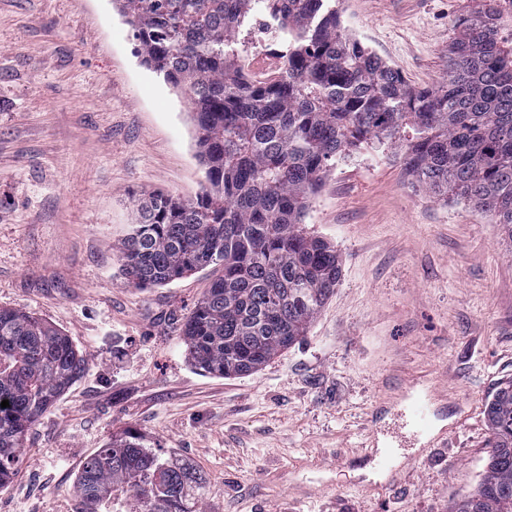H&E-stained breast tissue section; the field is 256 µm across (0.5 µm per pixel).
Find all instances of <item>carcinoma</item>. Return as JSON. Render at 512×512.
<instances>
[{"label":"carcinoma","instance_id":"cac0c4a2","mask_svg":"<svg viewBox=\"0 0 512 512\" xmlns=\"http://www.w3.org/2000/svg\"><path fill=\"white\" fill-rule=\"evenodd\" d=\"M143 64L188 101L205 184L193 200H138L121 271L164 286L210 266L180 328L188 362L224 378L253 372L306 335L340 279L336 247L306 231L320 183L363 144L398 145L405 173L438 199L465 201L512 238V37L499 0L460 15L448 77L413 88L342 27L336 0H113ZM287 50L278 76L253 82L242 55L255 14ZM86 370L60 329L0 307V487L26 435ZM490 448L476 491L453 512H512V380L485 405ZM75 512H197L204 480L146 436L125 431L89 456Z\"/></svg>","mask_w":512,"mask_h":512}]
</instances>
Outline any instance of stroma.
<instances>
[{
    "mask_svg": "<svg viewBox=\"0 0 512 512\" xmlns=\"http://www.w3.org/2000/svg\"><path fill=\"white\" fill-rule=\"evenodd\" d=\"M474 0H339L345 30L413 86L448 75ZM112 0H0V307L44 318L86 371L27 434L0 512H74L76 475L131 428L203 474L199 512H450L484 470V415L512 378V235L413 186L395 150L338 161L306 229L341 277L304 340L245 376L193 369L179 337L212 276L138 288L119 242L138 198L205 181L183 96L140 62ZM421 396L430 437L397 486L363 449L374 409Z\"/></svg>",
    "mask_w": 512,
    "mask_h": 512,
    "instance_id": "obj_1",
    "label": "stroma"
}]
</instances>
